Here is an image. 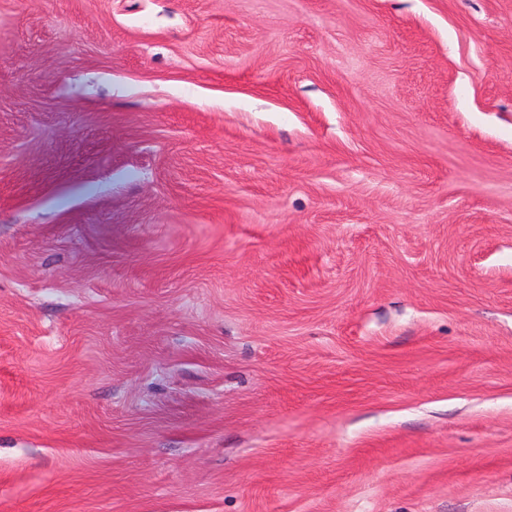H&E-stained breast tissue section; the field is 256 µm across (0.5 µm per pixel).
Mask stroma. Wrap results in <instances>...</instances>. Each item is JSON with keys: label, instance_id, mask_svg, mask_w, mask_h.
I'll return each instance as SVG.
<instances>
[{"label": "stroma", "instance_id": "1", "mask_svg": "<svg viewBox=\"0 0 512 512\" xmlns=\"http://www.w3.org/2000/svg\"><path fill=\"white\" fill-rule=\"evenodd\" d=\"M0 512H512V0H0Z\"/></svg>", "mask_w": 512, "mask_h": 512}]
</instances>
